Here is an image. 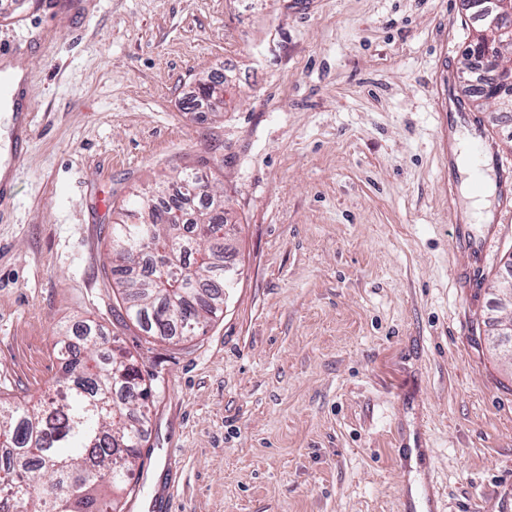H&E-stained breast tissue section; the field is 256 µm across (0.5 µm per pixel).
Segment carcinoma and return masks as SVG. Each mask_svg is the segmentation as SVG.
I'll return each mask as SVG.
<instances>
[{
  "label": "carcinoma",
  "mask_w": 512,
  "mask_h": 512,
  "mask_svg": "<svg viewBox=\"0 0 512 512\" xmlns=\"http://www.w3.org/2000/svg\"><path fill=\"white\" fill-rule=\"evenodd\" d=\"M465 79L475 64L497 57L500 47L476 48L494 18L471 17ZM224 74L199 81L185 110L224 100ZM208 160L186 167L136 194L112 225V288L128 321L147 336L169 340L197 334L223 311L236 283L226 261L228 221L224 193L214 189ZM55 352L63 372L55 396L37 403L0 396V512L12 501L33 512H118L147 439L152 389L132 359L108 352L96 326L62 329Z\"/></svg>",
  "instance_id": "1"
}]
</instances>
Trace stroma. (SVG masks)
<instances>
[{
    "mask_svg": "<svg viewBox=\"0 0 512 512\" xmlns=\"http://www.w3.org/2000/svg\"><path fill=\"white\" fill-rule=\"evenodd\" d=\"M35 90L0 223V393L46 397L95 322L153 390L137 512H512V363L484 344L498 225L452 250L442 72L461 0H51L0 40ZM224 72V105L184 110ZM207 158L237 281L193 341L126 325L107 261L133 192ZM423 454L410 464L407 449Z\"/></svg>",
    "mask_w": 512,
    "mask_h": 512,
    "instance_id": "obj_1",
    "label": "stroma"
}]
</instances>
